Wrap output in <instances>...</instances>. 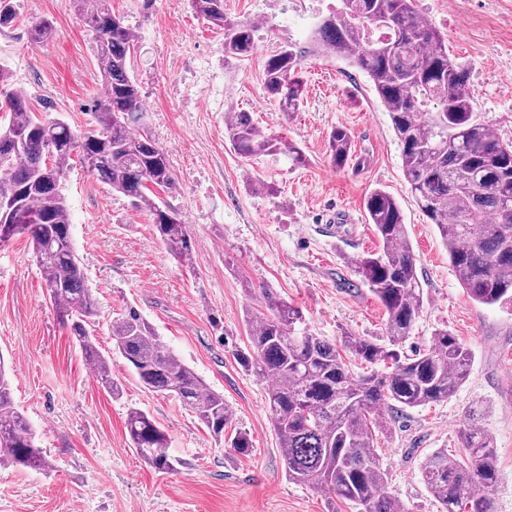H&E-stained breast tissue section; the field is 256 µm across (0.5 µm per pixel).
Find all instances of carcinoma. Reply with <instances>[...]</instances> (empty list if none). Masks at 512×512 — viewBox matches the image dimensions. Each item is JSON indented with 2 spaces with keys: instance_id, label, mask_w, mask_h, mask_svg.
<instances>
[{
  "instance_id": "cac0c4a2",
  "label": "carcinoma",
  "mask_w": 512,
  "mask_h": 512,
  "mask_svg": "<svg viewBox=\"0 0 512 512\" xmlns=\"http://www.w3.org/2000/svg\"><path fill=\"white\" fill-rule=\"evenodd\" d=\"M192 10L224 32V58L249 61L256 49L253 25L224 17V0H189ZM94 32V57L103 96L94 104L95 127L73 130L59 118L38 117L28 97L8 93L0 110V243L25 234L59 322L69 329L97 382L112 395L110 357L94 336L97 302L85 288V273L70 231L63 181L73 156L112 190L145 211L167 252L189 262L195 241L178 213L158 192L175 188L166 152L152 135L132 132L142 116V99L129 74L137 36L109 0H68ZM380 16L375 26L370 18ZM17 18L13 0H0V29ZM321 54L343 59L364 72L389 113L402 147L405 178L420 210L437 226L460 285L477 303H512V142L496 135L472 107L471 70L452 59L444 35L418 13L415 0H341L320 19L304 43L282 46L263 62L267 98L284 113L304 98L301 65ZM234 151L250 161L284 153L306 161L293 144L265 133L247 112L225 123ZM328 160L344 170L353 161L352 136L343 126L328 135ZM379 250L357 258L355 272L385 308L387 343L342 336L337 345L303 328V312L287 300L266 295L270 314L249 315L250 348L236 353L245 370L269 377L273 385L266 412L280 439L288 479L356 512H403L385 493L388 481L375 449L387 429L385 414L399 408L439 403L467 377L471 351L446 329L431 346L410 354L423 306V288L399 202L381 189L365 198ZM113 349L128 362L149 391L174 397L189 407L210 434L224 439L233 412L224 394L211 389L156 336L134 309L113 322ZM363 363L391 362L384 375L354 376L341 351ZM125 428L130 444L154 469L170 472L175 459L169 439L146 412L129 409ZM458 456L430 453L421 465L424 484L442 512H495L499 476L492 436L470 424ZM239 454L252 448L250 435L230 434ZM21 470H46L48 457L36 445L34 429L14 406L9 375L0 362V463Z\"/></svg>"
}]
</instances>
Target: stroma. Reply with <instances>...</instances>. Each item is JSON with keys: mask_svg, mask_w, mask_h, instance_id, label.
<instances>
[{"mask_svg": "<svg viewBox=\"0 0 512 512\" xmlns=\"http://www.w3.org/2000/svg\"><path fill=\"white\" fill-rule=\"evenodd\" d=\"M18 18L0 31L5 90L25 93L34 112L77 129L94 123L101 95L93 39L66 0H16ZM139 37L132 60L145 122L177 179L162 199L196 241L190 265L177 263L147 214L113 192L80 160L65 179L72 239L98 303L97 342L110 351V326L136 309L160 339L234 412L248 454L216 442L178 399L148 391L125 359L112 354L120 394L102 390L79 346L58 323L28 239L0 244V356L12 361L13 398L37 430L49 471L0 466V512H328L320 493L288 480L279 439L266 412L269 381L245 371L236 351L250 336L248 312H264L256 291L273 289L297 305L312 333L385 341V311L358 283L353 258L378 248L364 200L375 188L402 206L424 288L420 319L406 351L429 348L444 328L472 352L469 374L448 401L389 413L376 451L387 492L406 512H440L422 478L434 450H461L460 431L478 423L494 439L500 482L496 512H512V305L473 301L457 280L436 225L404 177L401 147L368 77L346 62L307 57L303 102L286 114L264 92L262 61L307 39L337 0H224L234 22L258 24L257 53L224 58V36L189 0H110ZM447 38L453 59L472 71L474 110L512 141V0H416ZM52 37L33 44L32 21ZM250 113L266 132L304 152L244 162L224 137L228 113ZM343 126L363 163L339 171L328 135ZM150 414L170 437L175 471L151 468L125 431L129 409Z\"/></svg>", "mask_w": 512, "mask_h": 512, "instance_id": "stroma-1", "label": "stroma"}]
</instances>
